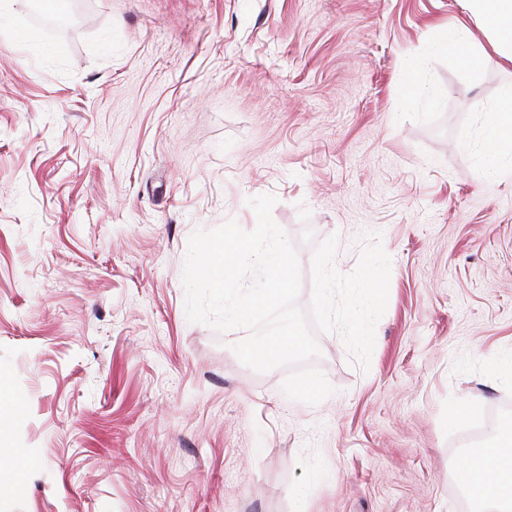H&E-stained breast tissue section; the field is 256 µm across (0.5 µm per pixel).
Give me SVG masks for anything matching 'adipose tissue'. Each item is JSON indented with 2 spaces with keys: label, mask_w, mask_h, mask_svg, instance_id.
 <instances>
[{
  "label": "adipose tissue",
  "mask_w": 512,
  "mask_h": 512,
  "mask_svg": "<svg viewBox=\"0 0 512 512\" xmlns=\"http://www.w3.org/2000/svg\"><path fill=\"white\" fill-rule=\"evenodd\" d=\"M470 16L486 32L487 43L503 62L512 64V0H466ZM482 153L488 164L512 160V90L502 96L483 129ZM485 448L494 464L473 455L461 462L455 480L469 488L485 512H512V423L490 432Z\"/></svg>",
  "instance_id": "1"
}]
</instances>
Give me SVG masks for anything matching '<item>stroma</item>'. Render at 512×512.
I'll return each mask as SVG.
<instances>
[{"instance_id": "35a3bbf8", "label": "stroma", "mask_w": 512, "mask_h": 512, "mask_svg": "<svg viewBox=\"0 0 512 512\" xmlns=\"http://www.w3.org/2000/svg\"><path fill=\"white\" fill-rule=\"evenodd\" d=\"M60 8L0 18V512H461L467 425L512 417V168L480 137L512 66L463 0ZM461 25L471 77L435 51ZM266 193L302 308L325 237L341 273L374 231L392 261L368 371L317 332L315 406L186 317L190 235Z\"/></svg>"}]
</instances>
